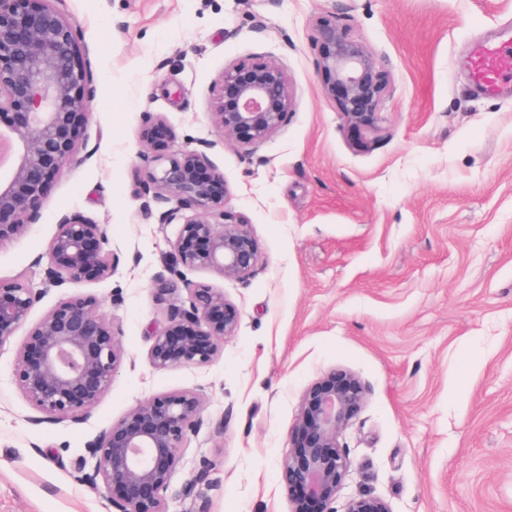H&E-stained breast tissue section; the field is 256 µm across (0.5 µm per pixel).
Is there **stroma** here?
<instances>
[{
    "label": "stroma",
    "instance_id": "obj_1",
    "mask_svg": "<svg viewBox=\"0 0 512 512\" xmlns=\"http://www.w3.org/2000/svg\"><path fill=\"white\" fill-rule=\"evenodd\" d=\"M82 36L83 145L28 233L0 243V279L95 298L123 363L81 421H40L14 383L23 335L0 347V512H119L83 479L88 442L147 399L201 396L163 493L167 512H291L280 464L305 390L344 367L366 402L339 444L336 512L371 495L392 512H512V88L468 65L512 35V0H55ZM335 17L389 75L381 129L348 126L318 69L314 23ZM274 59L294 106L267 140L221 138L211 88L229 65ZM204 152L259 251L245 280L177 264L176 226L144 219L146 119ZM105 227L112 277L45 289L58 219ZM165 275L174 289L159 295ZM223 290L242 321L208 364L154 369L152 336L189 286Z\"/></svg>",
    "mask_w": 512,
    "mask_h": 512
}]
</instances>
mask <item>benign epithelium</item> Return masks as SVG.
<instances>
[{"instance_id": "benign-epithelium-1", "label": "benign epithelium", "mask_w": 512, "mask_h": 512, "mask_svg": "<svg viewBox=\"0 0 512 512\" xmlns=\"http://www.w3.org/2000/svg\"><path fill=\"white\" fill-rule=\"evenodd\" d=\"M315 32L326 94L337 100L349 126L378 130V108L389 88L386 70L335 20L320 18ZM81 44V34L51 0H0V169L7 170L0 173V242L28 232L47 186L81 147L82 116L90 104ZM293 101L281 63L242 62L225 68L214 83L211 117L221 137L247 147L273 135ZM139 142L164 161L145 180L156 199L175 203L159 215V224L180 220L178 262L213 269L227 280L249 278L259 261L258 246L247 218L225 209L224 175L205 153L176 147L177 133L161 115L146 121ZM185 205L195 212L181 216ZM106 243L104 225L79 214L61 217L46 249L47 285L69 288L112 277L114 259ZM37 297L23 281L0 280V347L27 324ZM240 321L239 308L223 291L196 285L189 308L154 336L150 363L157 370L207 364ZM122 361L113 321L96 299L69 295L29 326L13 376L38 413L72 420L97 403ZM365 401L360 379L346 368L325 372L305 391L281 461L291 512H335L349 467L338 435ZM202 409V399L192 392L155 396L130 409L87 445L95 465L84 480L102 486L119 512H166L162 492ZM345 512L391 509L381 498L361 496L349 500Z\"/></svg>"}]
</instances>
